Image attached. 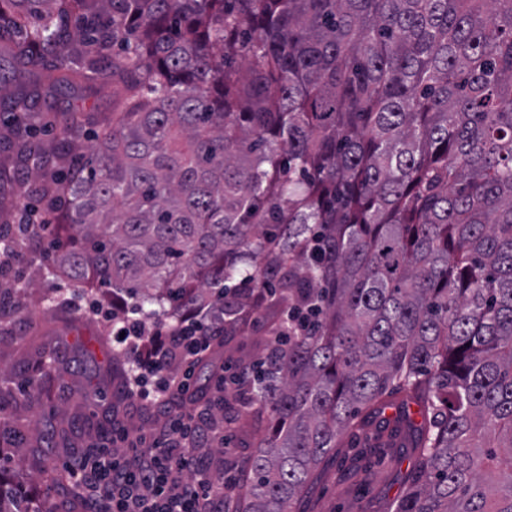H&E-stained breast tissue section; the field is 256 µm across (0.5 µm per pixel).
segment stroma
Wrapping results in <instances>:
<instances>
[{
	"mask_svg": "<svg viewBox=\"0 0 512 512\" xmlns=\"http://www.w3.org/2000/svg\"><path fill=\"white\" fill-rule=\"evenodd\" d=\"M55 259L54 249L38 246L5 255L0 253V291L11 296L22 313L20 323L8 326V342L0 344V434L9 435L19 427L27 441L38 435L36 422L49 419L51 426L72 433L71 448H56L57 463L71 452L110 444V425L103 411L111 404L113 388L105 373L104 354H118L130 363L128 354L111 341V319L94 315L93 304L104 300L101 289L75 290L48 277ZM106 336L104 347L84 349L88 339ZM66 371L52 380L49 388L52 408L17 405L10 398L15 382L34 374L42 354L37 349L43 337ZM411 449L401 447L390 433H376L374 427H356L342 439L333 459L323 462L305 489L301 512H388L404 491L413 464Z\"/></svg>",
	"mask_w": 512,
	"mask_h": 512,
	"instance_id": "stroma-1",
	"label": "stroma"
}]
</instances>
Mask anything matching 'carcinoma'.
Listing matches in <instances>:
<instances>
[{
	"mask_svg": "<svg viewBox=\"0 0 512 512\" xmlns=\"http://www.w3.org/2000/svg\"><path fill=\"white\" fill-rule=\"evenodd\" d=\"M1 66L24 176L0 165V224L50 243L27 221L62 211L50 275L172 326L211 307L219 347L273 317L234 396L266 434L231 512H296L397 393L421 421L396 413L415 459L389 512H512V0H0ZM92 87L87 155L79 106L39 103ZM44 439L9 452L78 500Z\"/></svg>",
	"mask_w": 512,
	"mask_h": 512,
	"instance_id": "obj_1",
	"label": "carcinoma"
}]
</instances>
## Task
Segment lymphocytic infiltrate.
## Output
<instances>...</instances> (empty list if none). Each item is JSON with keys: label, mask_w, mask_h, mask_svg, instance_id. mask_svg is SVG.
<instances>
[{"label": "lymphocytic infiltrate", "mask_w": 512, "mask_h": 512, "mask_svg": "<svg viewBox=\"0 0 512 512\" xmlns=\"http://www.w3.org/2000/svg\"><path fill=\"white\" fill-rule=\"evenodd\" d=\"M223 331L216 314L176 328L150 327L128 315L113 318L112 334L138 368L166 376L156 394L138 377L127 388L133 401L154 406L160 424L148 432L122 430L112 447L69 459L65 468L82 501L99 512H224L235 484L222 472L201 467L197 455L203 445L224 437L216 425L223 402L195 399L190 373ZM175 361L185 366L178 377L170 373Z\"/></svg>", "instance_id": "lymphocytic-infiltrate-1"}]
</instances>
